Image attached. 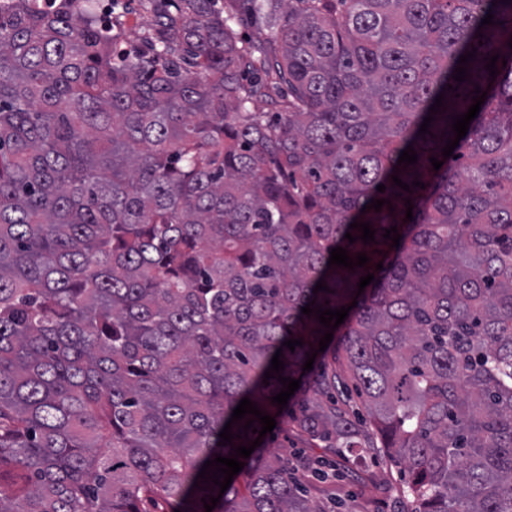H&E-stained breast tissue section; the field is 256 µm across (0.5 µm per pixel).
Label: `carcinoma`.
<instances>
[{"label":"carcinoma","mask_w":512,"mask_h":512,"mask_svg":"<svg viewBox=\"0 0 512 512\" xmlns=\"http://www.w3.org/2000/svg\"><path fill=\"white\" fill-rule=\"evenodd\" d=\"M148 2L145 49L90 14L0 11V512H322L278 455L194 487L242 398L279 410L277 350L307 386L313 300L357 306L294 427L372 453L344 376L411 512H512V0ZM272 90L278 112L249 110ZM336 247L370 261L330 267Z\"/></svg>","instance_id":"cac0c4a2"}]
</instances>
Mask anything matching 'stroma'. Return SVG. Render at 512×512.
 <instances>
[{
  "instance_id": "stroma-1",
  "label": "stroma",
  "mask_w": 512,
  "mask_h": 512,
  "mask_svg": "<svg viewBox=\"0 0 512 512\" xmlns=\"http://www.w3.org/2000/svg\"><path fill=\"white\" fill-rule=\"evenodd\" d=\"M263 445L268 452L288 459H315L314 469L305 472L302 484L323 512H364L369 504L375 505L376 512H407L409 508L401 494L405 476L398 467L378 457L308 446L293 428L290 409L277 416Z\"/></svg>"
}]
</instances>
